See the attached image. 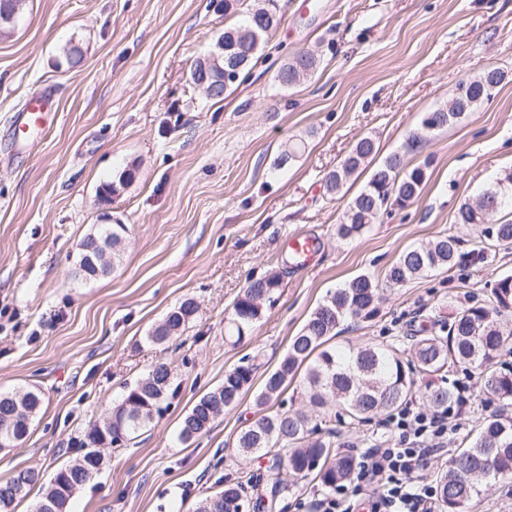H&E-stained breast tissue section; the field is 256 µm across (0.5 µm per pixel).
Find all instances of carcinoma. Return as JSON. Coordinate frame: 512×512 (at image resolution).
Segmentation results:
<instances>
[{
	"instance_id": "1",
	"label": "carcinoma",
	"mask_w": 512,
	"mask_h": 512,
	"mask_svg": "<svg viewBox=\"0 0 512 512\" xmlns=\"http://www.w3.org/2000/svg\"><path fill=\"white\" fill-rule=\"evenodd\" d=\"M23 2L0 0V34L11 30ZM270 2L272 0H262L252 8L244 24L224 29L218 38L224 42V54L214 58L207 68V83L223 77L227 61L233 57L254 60L261 39L281 22ZM317 66L316 56L302 50L279 68L275 79L280 85L291 87L313 74ZM504 79L503 72L487 70L467 80L469 91L465 97L451 98L448 103L425 113L420 128L409 134L402 149L384 157L372 169L362 190L347 203L337 228L338 235L355 238L376 223L388 207L404 208L414 201L423 189L429 160L409 167L405 156L418 152L432 135L490 100L487 88L502 84ZM377 153L378 146L373 138H360L339 166L325 176L326 191L333 196L341 195L346 179L366 168ZM507 195L512 196V168L503 171L494 186L479 196L478 202L468 199L461 202L456 223H486L491 214L501 209ZM124 232L122 224H102L94 236L80 242L79 255H88V259L78 261V269L85 277L104 276L114 269L120 261ZM487 237L497 246L511 245L512 222L494 225L488 229ZM460 257L459 238L443 234L425 246L402 252L386 271L385 279L391 285H402L431 270H450ZM280 287V273L274 270L251 280L232 303L225 333L238 340L244 338L261 318L264 305L274 304ZM491 295L490 303H474L449 319L446 335L415 339L411 358L405 361L394 345H365L346 356L325 347V343L336 336L341 322L366 318L375 312L380 300L377 282L368 275H360L327 294L310 313L303 328L292 337L277 367L266 374L255 396L260 416L243 429L235 441L236 453L244 458L276 450L264 483H257L253 475L244 481L226 482L223 490L199 503L197 512H273L281 497L288 494V484L280 473L283 462L295 475L315 474L321 486L330 492L350 481L355 461L351 455L338 451L332 428L314 421L302 411L269 410L268 404L282 394L285 385L295 378L302 366L306 367L303 386L309 403L324 407L332 400L339 413L358 422L377 412L402 408L416 392L434 409L449 407L454 401L453 390L436 381V376L450 365L474 369L483 381L485 392L502 405L512 407V367L499 362L508 341L502 317L512 312V274L499 277ZM197 311L198 305L193 299H184L166 313L147 340L161 344L182 335ZM256 369L255 364L248 363L227 371L223 384L201 396L183 417L180 439L189 442L209 432L224 409L240 401ZM172 380L170 366L158 363L129 388L121 402L112 407L109 425L102 428L96 425L87 435L88 451L55 474L36 512H66L75 491L98 472L100 457L94 447L106 441L112 444L120 437L125 444L135 439L141 429L163 412ZM40 405V395L34 390L0 394V450L12 448L26 438ZM511 478L512 414L501 413L483 421L470 445L450 459L447 469L440 474L437 491L445 512H467L482 483ZM38 482V473L25 470L0 483V512H14L15 503ZM249 489L255 494L247 495Z\"/></svg>"
}]
</instances>
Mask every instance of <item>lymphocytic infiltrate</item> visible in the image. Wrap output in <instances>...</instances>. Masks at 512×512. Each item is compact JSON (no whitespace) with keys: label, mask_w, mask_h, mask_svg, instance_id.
Listing matches in <instances>:
<instances>
[{"label":"lymphocytic infiltrate","mask_w":512,"mask_h":512,"mask_svg":"<svg viewBox=\"0 0 512 512\" xmlns=\"http://www.w3.org/2000/svg\"><path fill=\"white\" fill-rule=\"evenodd\" d=\"M449 410L405 406L388 422L391 439L377 442L355 464V488L316 499L312 512H439L435 490L423 476L448 441Z\"/></svg>","instance_id":"1"}]
</instances>
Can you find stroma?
<instances>
[{
	"instance_id": "35a3bbf8",
	"label": "stroma",
	"mask_w": 512,
	"mask_h": 512,
	"mask_svg": "<svg viewBox=\"0 0 512 512\" xmlns=\"http://www.w3.org/2000/svg\"><path fill=\"white\" fill-rule=\"evenodd\" d=\"M276 4L279 27L220 102L194 87L190 69L242 22L248 0L230 12L224 0H25L0 36V393L42 397L28 437L0 450V483L24 469L41 476L15 512H35L56 470L82 457L90 427L159 361L177 388L167 410L134 444L101 447L99 472L67 512H194L225 482L269 464L234 451L257 416L262 375L189 442L179 438L183 416L249 357L275 368L328 290L362 274L383 281L406 248L455 234L462 259L452 270L384 289L374 314L345 322L329 342L340 353L388 343L406 350L420 330L439 333L452 314L488 302L498 277L512 273V248L489 247L481 227L455 221L462 199L477 200L512 167V0ZM73 45L82 52L75 67L65 59ZM300 50L319 57L318 70L279 86L276 71ZM490 68L507 74L493 98L406 156L411 165L431 160L420 196L359 237L339 238L346 201L368 176L353 174L337 199L324 175L364 136L381 155L400 150L425 112ZM44 90L55 117L15 147L19 112ZM298 140L305 151L277 166ZM128 169L132 181L120 183ZM109 183L117 190L101 201ZM100 224L125 225L123 253L110 275L88 280L78 245ZM291 234L321 240L314 266L289 268ZM271 270L282 278L276 303L244 341L226 340L233 300ZM186 298L199 306L186 332L149 343L151 328ZM446 377L470 395L450 425L453 453L499 403L463 368ZM387 419L332 425L344 453L357 457L366 440L389 438Z\"/></svg>"
}]
</instances>
